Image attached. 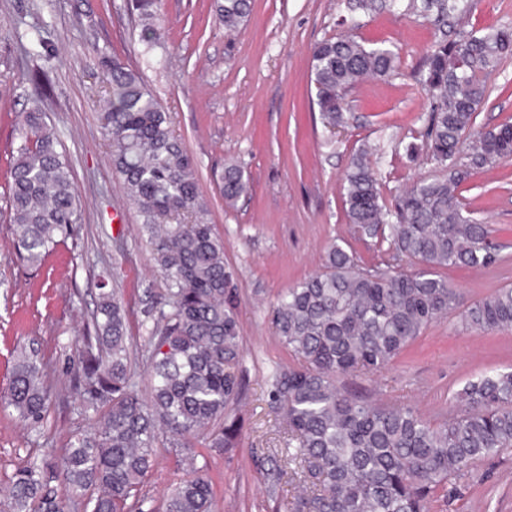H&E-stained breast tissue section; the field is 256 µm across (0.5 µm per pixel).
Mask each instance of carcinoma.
Segmentation results:
<instances>
[{
  "instance_id": "1",
  "label": "carcinoma",
  "mask_w": 512,
  "mask_h": 512,
  "mask_svg": "<svg viewBox=\"0 0 512 512\" xmlns=\"http://www.w3.org/2000/svg\"><path fill=\"white\" fill-rule=\"evenodd\" d=\"M460 0H347L352 14L381 10L413 14L441 38L425 56L421 83L431 97L422 145L440 174L383 198L369 151L352 155L343 175L346 217L356 231L388 243L392 263L363 267L336 241L320 272L289 288L270 321L294 364L278 369L268 391L284 434L288 479L298 487L289 512H434L448 483L477 463L512 448V367L467 380L456 393L458 413L432 421L404 405L369 401L346 391L341 378L391 365L433 323L459 315L465 328L511 329L512 287L469 305L440 271L496 263L500 246L462 200V188L488 167L512 160V124H476L485 78L512 57V28L448 40V22L466 12ZM160 0H135L145 62L160 33ZM224 28L235 31L251 0H217ZM397 57L351 32L318 42L310 78L326 129L344 123L347 93L365 77H387ZM107 85L105 128L110 158L127 200L142 219L153 259L165 278L161 302L145 311L147 340L131 336L117 293L102 291L94 335L74 368L83 406L95 412L94 432L74 435L59 473L28 466L14 474L9 495L18 512H143L141 489L154 469L159 436L187 477L163 512H215L207 464L195 443L215 452L235 446L242 399L238 366L242 336L233 276L224 244L210 224L197 164L175 135L139 69L100 57ZM22 143L13 156L9 211L14 250L40 266L59 242L74 236L78 201L70 166L45 113L19 117ZM219 190L232 206L249 190L240 165L227 163ZM150 368L148 395L135 381L136 361ZM0 403L34 427L46 420L50 392L38 349L17 355ZM58 484H53V480Z\"/></svg>"
}]
</instances>
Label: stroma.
I'll list each match as a JSON object with an SVG mask.
<instances>
[{
	"label": "stroma",
	"mask_w": 512,
	"mask_h": 512,
	"mask_svg": "<svg viewBox=\"0 0 512 512\" xmlns=\"http://www.w3.org/2000/svg\"><path fill=\"white\" fill-rule=\"evenodd\" d=\"M470 4L459 28L479 34L512 27V0ZM345 14V0H252L247 22L229 33L215 0L160 5L162 63L145 69L144 78L197 163L211 221L224 241V262L234 274L242 334L246 391L237 413L239 444L206 457L218 512H274L275 500L292 496L284 483L270 491L253 465L257 456L279 458L284 446L267 402L275 370L291 361L270 324L279 294L321 270L332 240L347 242L364 265L384 258V244L359 237L345 215L341 178L352 154L375 148L387 198L436 173L429 161L412 162L395 150L398 141L422 136L430 107L419 79L439 34L415 16L359 14L356 35L394 50L398 70L352 89L344 125L325 131L313 102L310 54L320 40L344 33ZM139 32L130 0H0V394L8 390L15 356L33 344L52 395L48 418L36 430L0 407V491L18 469L59 460L73 433L91 427L70 378L92 327L100 284L119 292L135 337L144 335V312L164 287L141 218L112 169L102 120L106 86L97 76L104 53L138 63ZM35 35L50 49L52 68L29 54ZM35 107L60 135L80 205L76 234L37 270L13 254L7 209L11 151L20 142L17 120ZM506 121L512 122V58L489 77L477 117L489 128ZM228 160L243 166L252 188L232 207L217 186ZM462 195L501 246L494 265L445 270L468 305L512 286V162L479 171ZM509 366L512 329L464 330L452 315L430 325L391 366L346 377L343 385L443 419L455 415L453 395L466 380ZM184 475L175 457L160 451L142 490L144 512H161L167 492ZM442 510L512 512V448L449 486Z\"/></svg>",
	"instance_id": "1"
}]
</instances>
